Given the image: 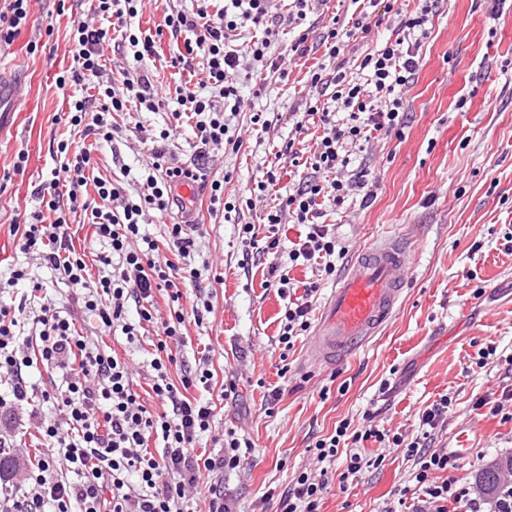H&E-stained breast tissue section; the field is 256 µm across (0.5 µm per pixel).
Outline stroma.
Segmentation results:
<instances>
[{
    "label": "stroma",
    "instance_id": "obj_1",
    "mask_svg": "<svg viewBox=\"0 0 512 512\" xmlns=\"http://www.w3.org/2000/svg\"><path fill=\"white\" fill-rule=\"evenodd\" d=\"M32 0L28 23L10 47L0 48V279L26 262L10 232L16 219L38 209L35 185L55 166L56 144L84 141L66 122L73 87H60L58 73L72 64L70 29L87 14L89 0ZM40 43L36 53L27 45ZM316 56L287 61L289 78L270 86L260 108L279 110L304 99L305 73ZM411 120L402 138L373 140L365 156L377 177L376 198L367 208L358 201L329 212L336 238L355 252L388 236L407 238L412 256L396 317L364 348L345 360L319 366L305 357L315 333L298 336L291 350L279 343L286 299L270 288L271 266L288 268L296 293L314 278L311 265L288 259L292 242L305 235L300 224L281 227V250L243 264L250 245L238 235L239 223L259 224L260 210L244 211L238 224H210L200 240L195 265L201 272L203 299L212 311L202 324L186 320L172 379L207 360L213 373L208 387L191 396L213 403L210 435L197 450L213 448V436L234 429L254 443L235 471L218 475L224 496L239 512H276L277 499L299 471L311 467V445L333 432L338 421L361 426L364 412L392 431L410 434L422 411L440 396L452 406L436 433L437 447L448 445L454 430L481 434L473 461L456 463L452 477L475 485L486 464L512 457V420L477 406L479 397L512 385V0H441L427 40L422 66L406 94ZM112 122L122 137L92 145L95 176L135 183L149 162L135 125L172 129L166 150L177 164L198 161L194 127L171 110L120 112ZM239 152L211 151L212 174L231 173L225 194L247 197L259 168L273 160L274 148L291 130L280 120L269 132L254 131L240 115ZM27 153L24 172L13 169L18 153ZM57 307L74 311L80 328L103 348L115 350L131 369L134 391L151 412H161L148 377V360L157 342L155 327L127 341L122 332L101 335L95 315L84 309L80 293L47 268L31 265ZM495 344L499 358L485 368L475 364L480 348ZM232 379L236 400L220 396ZM389 392H381L383 383ZM281 389L275 406L266 398ZM372 465L361 479L332 480L321 512H382L397 489L414 487V461L404 449L367 443Z\"/></svg>",
    "mask_w": 512,
    "mask_h": 512
}]
</instances>
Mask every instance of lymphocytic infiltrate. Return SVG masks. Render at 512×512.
Listing matches in <instances>:
<instances>
[{
  "instance_id": "1",
  "label": "lymphocytic infiltrate",
  "mask_w": 512,
  "mask_h": 512,
  "mask_svg": "<svg viewBox=\"0 0 512 512\" xmlns=\"http://www.w3.org/2000/svg\"><path fill=\"white\" fill-rule=\"evenodd\" d=\"M361 2V8L316 34L303 26L313 0H288L284 6L278 0H224L212 12L203 5L164 12L162 23L153 29L131 24L143 0H91L90 17L74 22L73 63L57 78L59 85L82 90L69 104V125L81 137L109 142L117 132L113 113L127 111L130 101L148 112L158 110L162 100L144 62L157 56L158 38L166 34L184 43V53L172 57L170 65L188 73L175 94L181 114L195 121L203 159L213 148L241 149L243 140L234 123L240 113H249L252 125L270 128V113L256 109L245 97L244 84H253L262 94L272 80H286L288 54L301 58L319 51L324 61L307 71V96L289 109L293 134L280 143L275 163L266 166L243 203L225 199L223 180L209 179L205 167L169 163L163 147L169 131L140 136V143L149 145L153 162L142 187L133 192L96 177L90 150L75 152L68 141H58L59 164L35 187L41 208L23 222L17 246L81 288L84 307L97 315L101 331L118 326L127 338L137 336L136 326L126 321L131 302L141 321L161 328L159 353L150 361L151 389L169 410L154 414L142 405L128 364L116 352L93 347L79 333L70 311L42 307L41 330L30 337L17 331L25 304L0 305V382L9 386L0 408L28 409L40 441L39 459L26 471L24 488L1 495L0 512H193L190 503L204 474L239 467L252 442L235 430L225 432L217 450H195L215 414L210 402L189 398L188 392L209 383L210 369L186 372L178 383L170 377L186 319L198 324L204 319L199 305L187 308L182 303L200 277L189 259L204 231L201 223L188 219L189 208L177 188L186 179L207 187L209 216L227 222L241 209H254L256 201L270 200L262 218V255L279 248L282 225L306 226L304 238L293 244L288 257L315 264L319 280L308 282L296 298L287 271H279L272 281L288 300L279 341L292 347L294 338L311 325L312 302L321 281L335 277L337 271L336 237L323 220L324 207L340 208L353 198L370 206L375 178L369 166L352 165L351 157L365 151L376 135H398L405 128L406 92L420 70L422 46L438 0ZM389 14L398 18V29L376 49L358 51L354 36L369 34ZM290 26L298 35L282 55L277 51L280 34ZM110 45L131 52L118 82L107 71L104 49ZM312 126L321 134L314 152L306 155L300 137ZM281 160L301 170L297 185L285 194L279 191ZM89 184L97 201L78 196L80 187ZM48 211L56 215L49 223L44 220ZM80 211L102 248L100 263L111 269L94 280L69 244L68 217ZM153 211L179 217L167 227L166 257L143 229ZM161 291L168 298L164 313L154 300ZM38 363L54 371L51 387L39 390L29 382L25 370ZM44 405L57 410V418L42 417ZM451 405V398L440 396L422 412L419 430L408 440L376 425L369 413L360 427L350 419L340 420L331 434L312 445L319 471H300L279 493L277 512H320L331 480L328 464L345 455L341 481L359 478L368 466L360 447L368 441L405 448L417 467L416 502L401 498L384 512H399L403 506L408 512H512V480L490 505L455 478L437 480V472L451 466L447 451L435 446L436 431ZM154 442L159 445L155 451L150 448ZM67 471L74 473V480L64 479Z\"/></svg>"
}]
</instances>
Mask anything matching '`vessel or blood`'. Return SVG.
I'll list each match as a JSON object with an SVG mask.
<instances>
[{
  "label": "vessel or blood",
  "mask_w": 512,
  "mask_h": 512,
  "mask_svg": "<svg viewBox=\"0 0 512 512\" xmlns=\"http://www.w3.org/2000/svg\"><path fill=\"white\" fill-rule=\"evenodd\" d=\"M411 245L395 236L360 249L333 288L322 312L308 357L331 363L364 346L396 312L403 293L404 271ZM476 443L467 430L448 438V455L465 462L473 458Z\"/></svg>",
  "instance_id": "b4317fda"
}]
</instances>
